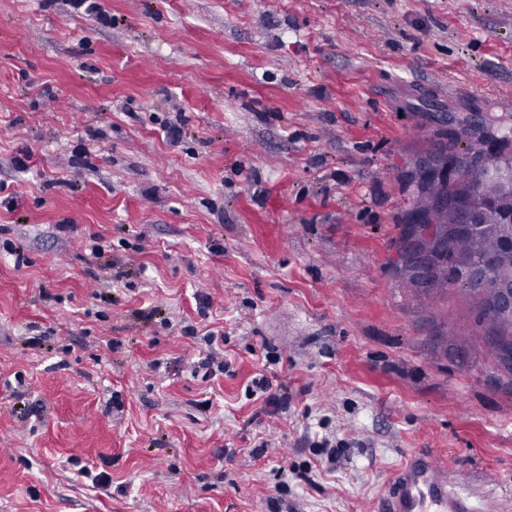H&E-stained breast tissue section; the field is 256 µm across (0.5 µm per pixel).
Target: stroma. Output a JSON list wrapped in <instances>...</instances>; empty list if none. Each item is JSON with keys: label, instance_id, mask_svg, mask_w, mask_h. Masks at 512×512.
I'll return each mask as SVG.
<instances>
[{"label": "stroma", "instance_id": "35a3bbf8", "mask_svg": "<svg viewBox=\"0 0 512 512\" xmlns=\"http://www.w3.org/2000/svg\"><path fill=\"white\" fill-rule=\"evenodd\" d=\"M99 2L0 0V512H377L418 452L512 494V374L397 271L436 131L512 129V0ZM204 340L207 346V354L201 359L198 367L206 370L204 375H206L212 367H215L216 370L224 371V353L223 350H221V347L223 348L224 346L223 334L218 331L209 330L204 336ZM220 359L221 361H219Z\"/></svg>", "mask_w": 512, "mask_h": 512}]
</instances>
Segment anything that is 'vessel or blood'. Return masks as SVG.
I'll return each mask as SVG.
<instances>
[{"mask_svg": "<svg viewBox=\"0 0 512 512\" xmlns=\"http://www.w3.org/2000/svg\"><path fill=\"white\" fill-rule=\"evenodd\" d=\"M488 499L467 472L414 455L398 469L380 512H487Z\"/></svg>", "mask_w": 512, "mask_h": 512, "instance_id": "vessel-or-blood-1", "label": "vessel or blood"}]
</instances>
